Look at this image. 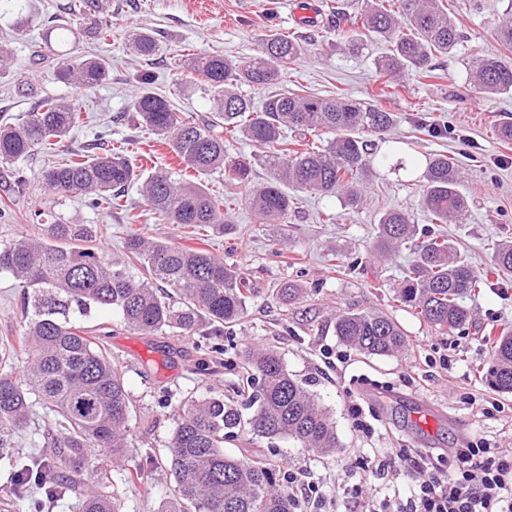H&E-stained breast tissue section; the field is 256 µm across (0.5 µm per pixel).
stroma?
<instances>
[{
	"label": "stroma",
	"mask_w": 512,
	"mask_h": 512,
	"mask_svg": "<svg viewBox=\"0 0 512 512\" xmlns=\"http://www.w3.org/2000/svg\"><path fill=\"white\" fill-rule=\"evenodd\" d=\"M511 1L449 0L448 10L464 39L451 54L436 59V78L403 77L394 94L380 98V105L394 112L396 124L390 142L377 148L387 161L374 165L358 208L299 192L287 223L261 224L240 203L223 172L203 176L231 222L203 228L200 245L242 268L258 293L240 325L225 334L223 362L203 373L195 337L144 336L102 308L79 318V325L91 329L111 327L107 343L126 367L132 400L130 448L119 463L98 453L87 483H96L99 472H106L107 486L122 499L123 512H158L174 485L162 465L183 394L220 392L236 398L238 367L246 351L262 346L275 347L288 372L317 396L335 423L338 447L331 456L318 458L285 438L263 439L257 446L275 460L310 471L327 494L362 478L353 466L362 454L381 459L394 448H416L437 455L478 440L512 448V394L497 392L481 377L489 337L512 331V282L502 283L493 261L494 242L512 239V142H501L495 134L500 122L512 121V96L479 98L468 85L471 60L501 52L495 26ZM70 3L37 0L38 26L19 35L14 31L18 0H0V38L9 40L11 50L7 67L0 68V125L21 123L47 97L79 103L84 113L64 148L40 147L15 163L0 164V246L37 234L38 215L50 209L64 219L97 225L100 247L112 257L122 255L133 231L191 244L186 229L158 223L138 185L126 188L122 208L104 213L79 194L55 197L40 182L43 168L64 151L87 155L106 145L124 148L144 173L176 169L171 148L136 124L130 111L141 75L150 76L154 89L183 117L200 121L212 113L211 96L200 83L185 80L184 60L219 53L245 61L256 53L261 35L278 32L298 35L306 48L303 58L283 72L280 87L365 99L380 84L375 61L384 44L370 41L361 52L350 53L332 24L303 25L304 0H112L111 36L79 46L82 54L112 60L106 81L86 91L61 81L42 39L44 29L71 22ZM141 28L158 44L153 55H138L128 45L129 32ZM441 151L455 157L464 171L461 190L470 200V212L465 223L440 224L436 230L453 241L487 283L468 302L469 324L448 334L392 302L393 286L414 258L410 246L401 245L386 259L373 251L382 212L404 208L419 213L418 177L425 157ZM327 212L334 214L333 222L324 221ZM288 282L300 294L286 304L278 290ZM19 299L16 281L0 273V340L22 330ZM349 308L388 312L405 331L408 347L393 357L367 356L347 347L336 335L335 322ZM418 399L433 409L435 426L426 428L414 419ZM355 403L363 408L371 432L356 428L350 412ZM144 448L152 451L151 463L142 461ZM138 462L151 495L126 481L128 468Z\"/></svg>",
	"instance_id": "1"
}]
</instances>
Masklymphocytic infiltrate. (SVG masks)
<instances>
[{"label":"lymphocytic infiltrate","mask_w":512,"mask_h":512,"mask_svg":"<svg viewBox=\"0 0 512 512\" xmlns=\"http://www.w3.org/2000/svg\"><path fill=\"white\" fill-rule=\"evenodd\" d=\"M357 468L393 470L418 477L407 500L377 498L363 483L346 486L341 501L323 496L310 473L288 467L284 475L296 503L295 512H512V450L466 443L448 451L447 463H433L418 451L394 449L389 460L378 464L368 457Z\"/></svg>","instance_id":"obj_1"}]
</instances>
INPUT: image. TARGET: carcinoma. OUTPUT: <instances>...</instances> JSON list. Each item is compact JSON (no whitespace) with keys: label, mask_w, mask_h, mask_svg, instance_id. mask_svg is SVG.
I'll return each mask as SVG.
<instances>
[{"label":"carcinoma","mask_w":512,"mask_h":512,"mask_svg":"<svg viewBox=\"0 0 512 512\" xmlns=\"http://www.w3.org/2000/svg\"><path fill=\"white\" fill-rule=\"evenodd\" d=\"M443 2L343 0L334 13L338 19L352 13L358 20V27L343 32L348 50H361L366 37L388 44L377 62L380 76L397 79L410 72L436 79L434 58L447 55L463 39ZM72 7L76 22L63 30L73 40L111 35L112 24L96 20L103 0H78ZM496 38L506 53L470 64L474 90L488 97L512 93V8L499 17ZM131 41L141 56L156 50L147 32L133 33ZM303 54L300 38L271 33L260 39L259 55L243 64L219 54L192 58L187 76L207 85L213 102L212 116L203 125L180 116L167 97L148 87L145 77L132 111L171 146L185 168L199 175L228 173L239 199L261 224L288 223L290 189L338 197L354 207L361 201L373 155V143L363 134L383 138L395 125L394 113L343 94L323 98L288 90L256 107L241 92L243 85L274 84ZM110 67L104 58L70 51L61 55L60 75L88 89L105 81ZM80 117V107L72 101L42 100L21 124L0 127V163H14L38 145H61ZM289 131L295 134L291 141ZM226 133L240 135L256 153L227 160ZM325 133L332 138L324 145L306 140ZM258 157L270 172L262 185L252 180ZM419 179L420 210L427 223L466 220L469 199L460 190L455 158L429 155ZM41 180L56 194H84L103 212L120 206L121 190L138 182L164 224L196 229L228 223L218 200L200 182L170 169L142 180L117 148L50 166ZM407 242L414 243L416 259L394 301L440 331L464 328L471 319L464 300L486 283L447 239L419 234L413 214L402 209L382 213L375 252L383 256ZM495 264L504 278H512V240L498 244ZM2 272L23 288L20 308L26 321L20 336L0 344V459L13 458L12 438L27 424L34 405L53 417L55 428L43 435V458L21 465L9 485L0 488V509L40 512L24 493L26 485L36 482L51 499L67 494L78 498L80 512H122L121 500L105 491V483L87 492L83 485L94 450L112 454L117 462L130 447L131 400L124 370L99 337L77 325L73 311L84 315L93 306L109 308L132 330L197 336L208 353L221 356L224 328L245 318L255 289L242 269L204 249L150 240L137 231L128 235L123 257L107 256L97 245L95 225L65 222L52 213L42 219L39 235H22L0 248ZM335 331L341 342L369 356H392L407 344L398 322L378 310H344L336 316ZM486 380L497 391L512 393L511 332L492 342ZM240 389L250 393L247 416L222 394L204 397L191 391L181 399L168 445L174 489L158 512H295L294 499L277 479L276 462L267 455H226L224 441L246 430L261 439L287 437L323 457L337 447L336 426L272 346L247 352Z\"/></svg>","instance_id":"obj_1"}]
</instances>
